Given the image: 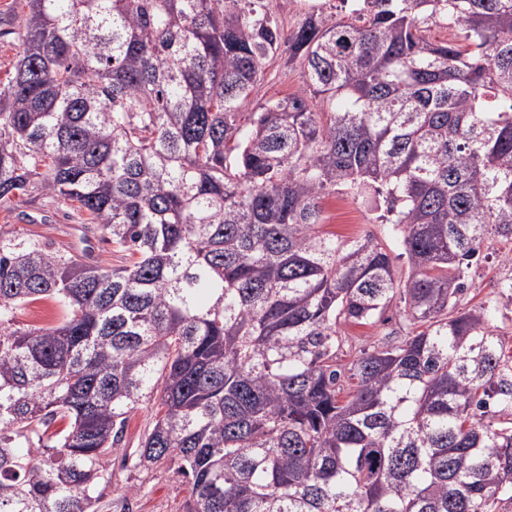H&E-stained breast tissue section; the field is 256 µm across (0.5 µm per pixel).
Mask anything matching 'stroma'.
Listing matches in <instances>:
<instances>
[{"instance_id":"stroma-1","label":"stroma","mask_w":512,"mask_h":512,"mask_svg":"<svg viewBox=\"0 0 512 512\" xmlns=\"http://www.w3.org/2000/svg\"><path fill=\"white\" fill-rule=\"evenodd\" d=\"M300 85L299 69L288 68L285 55H277L266 63L264 81L246 109L260 111L268 100L297 93ZM78 218L72 205L42 196L15 200L10 210H0V224L10 225L22 235L40 237L60 249L81 248ZM340 218V223L325 225V232L341 237H355L367 231L380 236L388 233L386 225L377 223L373 212L349 198L344 201ZM505 251V246L496 241L483 244L484 258L468 273L469 288L460 301L461 306H474L497 295L499 281L508 274L503 259ZM400 321L399 310L394 307L372 324L343 327L346 342L336 353L337 365L350 364L359 349L374 345ZM154 410V405L148 404L129 416L123 449L108 459L113 479L102 492L98 512H186L191 485L179 473L177 462L168 460L148 468L137 463L135 451L150 426Z\"/></svg>"}]
</instances>
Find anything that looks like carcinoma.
I'll return each mask as SVG.
<instances>
[{
  "mask_svg": "<svg viewBox=\"0 0 512 512\" xmlns=\"http://www.w3.org/2000/svg\"><path fill=\"white\" fill-rule=\"evenodd\" d=\"M18 0L0 209L76 206L127 262L0 225V512H95L128 415L188 512H494L512 501L499 296L512 243V0ZM462 40L432 42L440 21ZM298 93L242 108L281 46ZM339 191L391 237L322 231ZM397 245L408 274L392 258ZM51 300L59 323L16 326ZM403 304L404 339L336 365L340 327ZM484 260L478 265H473L468 273L470 288L461 298V307H470L485 301L489 297L497 295L499 281L507 278L508 262L504 261L503 253L506 248L496 241H486L482 246Z\"/></svg>",
  "mask_w": 512,
  "mask_h": 512,
  "instance_id": "carcinoma-1",
  "label": "carcinoma"
}]
</instances>
